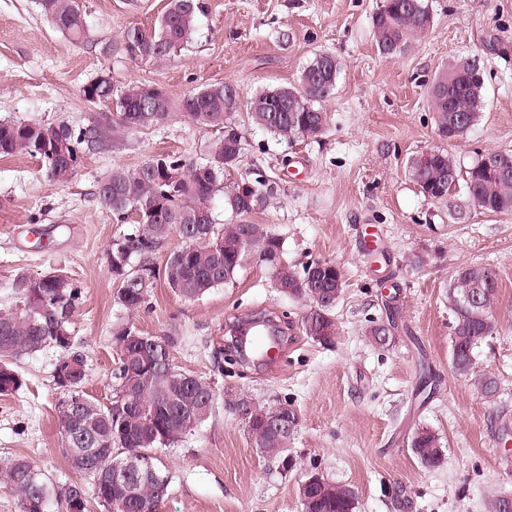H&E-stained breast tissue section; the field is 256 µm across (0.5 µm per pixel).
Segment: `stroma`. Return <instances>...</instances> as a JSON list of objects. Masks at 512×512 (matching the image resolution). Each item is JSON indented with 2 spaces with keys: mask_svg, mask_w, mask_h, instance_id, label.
I'll return each mask as SVG.
<instances>
[{
  "mask_svg": "<svg viewBox=\"0 0 512 512\" xmlns=\"http://www.w3.org/2000/svg\"><path fill=\"white\" fill-rule=\"evenodd\" d=\"M194 41L161 62L129 59L122 33L153 28L167 0H79L91 38L72 43L44 14L40 0H0V121L88 125L99 104L81 89L104 75L115 88L162 87L175 100L224 82L240 102L297 83L315 53L340 65L323 107L327 130L315 139L281 140L254 126L246 111L234 120L247 142L225 185L264 176L274 188L266 207L247 216L283 242L295 269L325 260L341 270L344 293L336 308L337 335L326 346L302 330L303 302L282 296L271 271L248 257L232 283L195 301L155 280L147 308L132 313L116 299L118 280L108 250L133 232L116 223L98 199L101 178L170 154L205 158L213 128L179 113L156 127L119 133L88 153L68 184L50 181L26 155L0 157V309L22 300L17 278L59 272L82 292L72 331L88 360L84 391L100 403L112 395L111 336L133 324L148 336H171L176 368L209 382L217 395L244 393L268 406L288 403L299 423L288 440L295 468L279 472L256 448L245 420L224 407L174 447L159 451L170 476L159 512H300L297 483L308 472L346 484L357 512H489L512 495V450L497 438L512 426V212H483L464 188L435 201L409 175L414 157L447 150L469 167L490 150L512 151V0H426L431 32L404 54L379 53L372 17L383 0H204ZM479 60L485 107L461 139L436 132L427 99L436 75L457 57ZM494 269L497 329L479 345V370L500 384L487 403L450 365L455 318L446 291L460 266ZM395 312L400 331L392 347L372 346L370 321ZM268 313L288 324L276 367L225 364L212 353L230 339L229 327ZM49 348L17 363L23 388L0 396V457L28 458L59 480L74 479L62 449L55 406L61 392ZM439 434L443 464L425 470L413 456L414 431Z\"/></svg>",
  "mask_w": 512,
  "mask_h": 512,
  "instance_id": "stroma-1",
  "label": "stroma"
}]
</instances>
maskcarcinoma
Returning <instances> with one entry per match:
<instances>
[{
  "mask_svg": "<svg viewBox=\"0 0 512 512\" xmlns=\"http://www.w3.org/2000/svg\"><path fill=\"white\" fill-rule=\"evenodd\" d=\"M41 6L56 30L70 41L88 40V26L78 0H41ZM201 0H169L153 30L130 26L123 33L125 54L135 60L160 63L184 49L198 29ZM428 13L424 0H383L372 20L373 36L379 52L386 56L402 54L412 42L425 35L418 17ZM448 65L441 75L448 77V92L429 95V106L440 137L455 141L476 124L485 104L484 83L467 72H455ZM339 65L324 52L314 55L301 73L298 84L277 86L253 96L249 102L251 122L285 140L316 138L328 124V113L321 103L336 87ZM148 85L134 84L117 89L103 77L82 88L83 98L92 104H109L115 117L93 119L75 130L58 124L60 135L71 148L61 158L47 142L51 126L36 122H0V156L24 154L41 162L47 177L61 185L77 174L86 146L108 141L122 130L135 132L155 127L170 114L179 112L190 123L215 128L220 136L209 144L208 158L191 163L178 157L167 162L181 167L184 180L171 186L153 172L154 160L127 170L115 168L101 180L98 196L112 212L116 223L136 216V230L112 242L109 259L131 262L115 267L120 277L116 298L128 310L146 303L152 279L158 272L150 266H134L132 260L147 258L168 238L177 236L182 246L166 262L163 276L172 291L185 300H195L210 290L229 283L241 268L247 250L252 248L260 262L273 271V284L279 293L307 304L301 324L313 341H330L337 335L333 311L343 294L336 287L342 279L331 262L313 261L298 272L282 262L281 239L260 224H240L237 218L241 200L237 186L224 185V171L238 166L245 155L246 142L232 122L239 100L232 85L218 82L185 94L180 100L167 98L164 108L152 105ZM509 174L487 165L482 159L462 170L454 157L443 151L411 162L410 176L426 197L441 201L450 189L463 182L471 203L487 213L512 212V152L498 151ZM253 210L268 204L273 187L262 177L255 178ZM224 193V210L230 213L218 227L208 202ZM221 256V266L215 256ZM14 288L21 295L23 310H0V395L9 396L23 386L14 369L17 359L54 347L61 352L54 371V383L63 398L74 402V416L57 414L62 446L70 468L82 480L59 481L51 478L30 460L12 456L0 459V484L17 499L18 512H67V505L94 498L108 512H158L168 494L170 478L156 463V453L181 441L191 430L207 421L216 411L217 396L210 383L178 371L172 364L175 340L146 336L135 326L115 329L112 348L117 355L116 370L138 377L134 399L122 407L110 401L103 405L83 391L87 378V356L74 341L71 325L80 303L81 290L67 276L50 273L40 278H19ZM499 283L496 273L481 264L463 266L448 283V307L455 316L451 341V365L462 377L474 376L476 391L487 401L496 402L500 386L489 374L474 375V350L493 335L496 322L493 308ZM368 341L386 348L395 342V326L371 321L365 330ZM294 432L260 433L252 436L256 447L273 462L288 450L285 442ZM410 448L421 466L434 470L444 461L439 435L427 427L413 433ZM143 457L139 469L127 476L121 486H107L112 467L129 458ZM90 482H84V479ZM302 512H356L357 493L345 484L316 485L300 501Z\"/></svg>",
  "mask_w": 512,
  "mask_h": 512,
  "instance_id": "1",
  "label": "carcinoma"
}]
</instances>
